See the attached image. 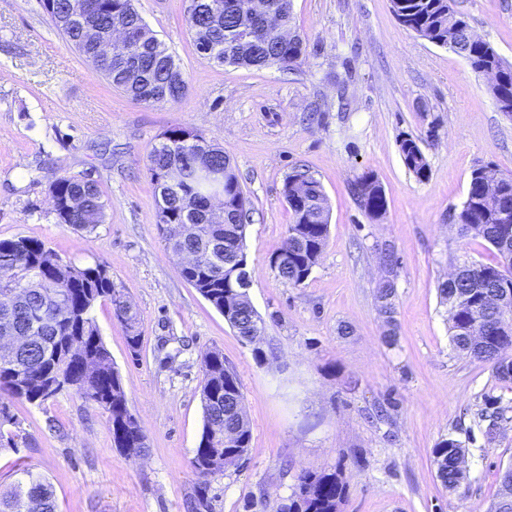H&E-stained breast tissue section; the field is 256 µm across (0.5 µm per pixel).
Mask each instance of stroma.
I'll return each mask as SVG.
<instances>
[{
  "label": "stroma",
  "instance_id": "1",
  "mask_svg": "<svg viewBox=\"0 0 512 512\" xmlns=\"http://www.w3.org/2000/svg\"><path fill=\"white\" fill-rule=\"evenodd\" d=\"M135 5L189 83L178 103L148 107L113 88L62 40L41 0H0V239L35 238L73 265L110 270L138 313L139 349L109 301L93 315L148 443L142 457L115 447L106 414L72 390L39 406L8 403L20 439L0 449V495L27 467L52 483L60 512H277L309 471L340 473V512H489L512 466V381L452 350L438 292L456 261L493 260L448 222L472 172L512 174V119L485 79L403 26L390 0H292L307 54L287 71L200 56L189 0ZM456 6L512 62V0ZM176 126L224 148L252 207L245 254L260 345L242 341L182 278L158 232L148 154ZM408 136L428 160L427 180L402 161ZM298 168L320 181L330 232L295 287L272 259L291 222L281 190ZM366 172L386 193L377 220L349 192ZM64 175L99 187L105 218L93 232L57 223L49 186ZM386 277L392 345L377 299ZM214 348L241 381L251 441L237 465L204 482L192 459L201 355ZM449 437L465 449L467 478L455 491L433 463ZM394 282L392 279L384 278L377 285V298L381 303V307L384 309L385 314L389 315L391 328L387 333V338L389 342H393L395 340V308L392 303V298L394 296Z\"/></svg>",
  "mask_w": 512,
  "mask_h": 512
}]
</instances>
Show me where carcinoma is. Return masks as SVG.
<instances>
[{
    "label": "carcinoma",
    "mask_w": 512,
    "mask_h": 512,
    "mask_svg": "<svg viewBox=\"0 0 512 512\" xmlns=\"http://www.w3.org/2000/svg\"><path fill=\"white\" fill-rule=\"evenodd\" d=\"M200 14L186 15V25L198 53L221 65L262 68L277 65L291 70L306 54V42H283L265 36L249 35L242 29V13L258 21L278 17L292 26L291 0H198ZM222 7L217 27H207L201 14L211 4ZM92 22L109 34L114 21L122 19L134 29L144 28L142 17L132 0H95ZM42 7L65 41L76 45L84 37L81 25L67 22L64 13L69 0H42ZM392 12L407 28L435 45L447 47L463 57L476 73L493 65L501 81L488 90L498 108L512 118V63L502 59L486 41L476 42L466 17L454 7V0H391ZM120 52L132 55V65L125 68L99 67L98 71L112 85L131 99L148 106L176 103L188 92L182 71L169 72L164 60L172 57L168 47L156 35ZM204 135L196 130L173 127L164 131L148 155V172L158 193L157 228L167 236L172 224L192 225V233L175 242H166V250L193 251L197 263L179 268L181 276L217 311L227 312L226 321L243 341H248L256 325L264 321L250 300L239 299L224 304V263L219 257L246 258V229L251 208L244 195L230 158L224 150L213 147L206 155L198 154L193 140ZM402 160L419 180L429 177V164L417 139L400 141ZM206 165L224 174V223L210 224L206 217L208 201L200 184L199 166ZM169 168L179 170L180 182L174 187L161 184ZM498 170L480 167L471 175L465 200L455 211L461 236L480 238L496 252L495 263L463 261L447 280L438 286L442 300L448 302V332L452 348L474 360L489 363L497 377L512 380V300L499 303L504 293L512 291V175L503 176L500 194L484 192L485 181ZM358 206L372 219L386 211L385 192L375 176L366 172L350 185ZM55 199L53 211L57 223L74 230L93 231L103 222L106 204L95 183L83 178L60 176L50 185ZM83 196L78 209L69 208L71 199ZM282 194L293 216L281 250L288 252V264L275 265L288 283L299 286L310 276L327 244L330 210L321 183L308 171L297 169L286 178ZM0 239V294L14 292L9 309L0 304V337L10 331L30 340L22 347L5 349L0 344V393L17 402L22 398L14 389L17 376L32 388H39L47 371L62 373L76 384V393L95 405L106 403L112 413L128 402L119 372L112 365L110 352L100 336L91 310L103 299L112 304L113 315L126 333L128 346L135 350L141 341L137 312H128L126 299L115 288L109 270L101 265L80 268L64 262L44 242L30 237ZM64 296L67 309L54 307L53 295ZM394 282L382 279L377 298L390 324H395L392 303ZM76 350H71L73 343ZM201 436L213 429L236 433L232 447L244 456L251 432L244 411V394L235 370L224 362L218 349L201 356ZM464 449L456 439H444L433 449L437 477L450 490L457 489L464 474L457 461ZM193 466L203 479L224 469V451L216 447L195 449ZM25 477L6 496L0 495V512H58L51 483L41 475L24 471ZM344 486L334 473L303 472L298 476V492L285 505L286 512H338Z\"/></svg>",
    "instance_id": "carcinoma-1"
}]
</instances>
